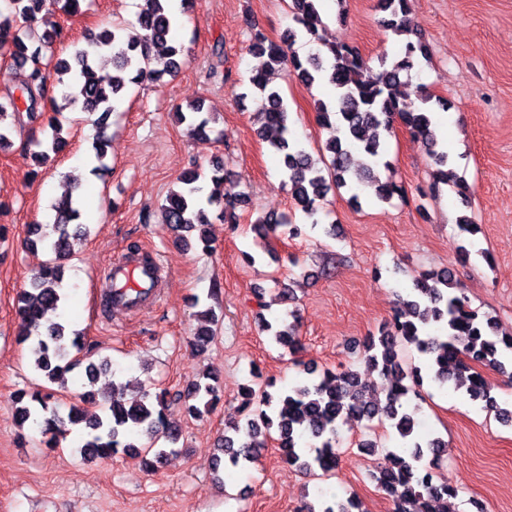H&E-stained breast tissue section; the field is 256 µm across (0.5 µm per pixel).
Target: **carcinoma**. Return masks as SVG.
I'll return each mask as SVG.
<instances>
[{
    "label": "carcinoma",
    "instance_id": "cac0c4a2",
    "mask_svg": "<svg viewBox=\"0 0 512 512\" xmlns=\"http://www.w3.org/2000/svg\"><path fill=\"white\" fill-rule=\"evenodd\" d=\"M148 2L149 7L137 15L143 35L127 40L124 22L114 21L85 35V45L75 44L67 56L55 58L46 56V49L61 37L60 30L45 21L40 32L36 23L55 10L77 12L79 0H10L9 13H0V56L11 61L14 91L0 99V151L12 146L11 135L24 112L29 122L39 123L41 131H51L50 143L30 142L33 159L45 164L64 144L58 115L78 107L95 115L93 149L100 168H106L108 120L127 88L144 81L159 82L181 69L184 48L170 42L172 21L166 0ZM321 2L289 0L294 25L285 29L277 42L261 32L252 35L248 51L256 63L236 94L240 102L250 94L264 102L256 135L280 155L284 184L296 208L311 219L315 229L329 193L337 189L354 190L350 200L355 205L362 194L384 203L402 195L401 186L379 174L380 167H389L384 162L387 141L394 136L397 123L421 139L433 159L432 181L428 190L421 189L419 194H435L444 185L467 198L468 186L457 177L448 152L441 148L433 122L434 112L450 109V103L422 87L415 91L414 101L406 93V77L430 62L428 45L411 28L412 0H377V9L383 13L381 25L401 42L400 53L390 62L382 59L377 69L349 44L319 41V28L324 26ZM300 38L315 43V51L300 55L294 49ZM105 57L112 61V70L104 72L96 61ZM279 67L304 84L326 82L333 87L329 100L315 103L316 121L328 132L322 146L324 155L318 159L295 139L284 98L269 86L267 72ZM55 87L60 88V104L50 95ZM202 110L201 105H192L189 112L178 113V120L188 124L193 134L206 137L211 119L199 117ZM230 181L232 172L220 158L212 160L206 170L184 171L178 178L180 187L171 190L160 206L164 229L186 244L196 231L202 251L211 250L206 230L211 214L226 224H236L237 210L251 202L248 192L226 189ZM54 211V224L29 228L28 247H41L54 257L39 266L28 286L17 294L18 340L29 344L35 370L49 382L61 383L82 366L90 390L69 405L64 417L49 408L53 393L18 390L13 395L18 425L39 427L47 448L57 447L71 425L77 428L84 457L110 459L122 454L140 460L146 470H156L181 436L179 426L166 415L167 390H144L139 398L129 399L126 387L114 381L102 413L90 414L85 409L97 402L94 387L100 377L110 373L111 363L96 357V352L85 346L83 336L67 323L53 320L65 299L64 260L71 253V241L89 233L88 226L80 223L79 202L72 193H66ZM457 223L467 234L459 261H490L489 253L474 239L478 225L466 215L458 217ZM251 229L262 241L269 236L298 234L285 215L267 214ZM194 316L198 324L193 341L203 350L213 339L215 314L207 306ZM298 329L296 309L274 324L262 323V330L270 333L273 342L293 353L301 348ZM360 352L388 381L385 401L364 398L369 386L355 370L334 373L301 362L302 375L286 389L273 390L272 380L258 392L250 386L244 388L243 408L255 403L258 408L248 413L244 422L224 427L214 471L224 468L225 457L233 467L257 460L272 440L289 465L328 476L338 466L340 426L376 420L389 423L398 442L396 450L388 452L370 473L377 487L391 498L392 512H448V498L457 496L458 488L434 472L448 443L439 436L421 435L418 408H409L406 401L411 394L420 396V387L428 378L483 403L503 426L512 428V407L501 405L475 370L477 365L491 367L512 381V334L501 333L493 318H481L471 310L448 271L430 270L414 278L412 288L398 296L394 318L379 327V335L367 337ZM181 397L193 401L187 407L192 415L213 410L220 401L216 374L188 381ZM300 512L365 510L352 499L334 498L306 503Z\"/></svg>",
    "mask_w": 512,
    "mask_h": 512
}]
</instances>
